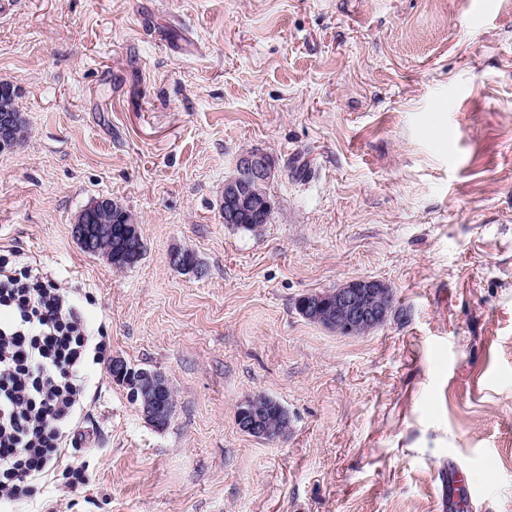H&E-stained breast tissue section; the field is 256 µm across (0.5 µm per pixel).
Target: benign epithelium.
<instances>
[{
	"label": "benign epithelium",
	"instance_id": "benign-epithelium-1",
	"mask_svg": "<svg viewBox=\"0 0 512 512\" xmlns=\"http://www.w3.org/2000/svg\"><path fill=\"white\" fill-rule=\"evenodd\" d=\"M14 122L11 111L5 109L0 112V152L10 150ZM274 169V159L264 152L252 150L239 155L234 173L224 181V223L240 224L246 218L257 219L272 210L273 204L268 198L246 190L245 186H258L270 181ZM72 233L89 239L101 234V227L90 224V213L83 211L75 218ZM381 287L383 284L378 280L351 281L336 289L329 301L317 296L313 314L334 324L340 333H353L360 328L382 324L387 320L389 311L386 297L372 300L365 292L367 288ZM117 366V383L125 387L133 398L141 399L144 412L149 417L156 421L166 420L173 407L165 374L157 370L129 368L121 359L117 360ZM263 402L265 399L253 397L241 403L237 410L238 425L257 439H280L284 430L268 422Z\"/></svg>",
	"mask_w": 512,
	"mask_h": 512
}]
</instances>
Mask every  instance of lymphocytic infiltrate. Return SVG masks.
I'll use <instances>...</instances> for the list:
<instances>
[{
    "instance_id": "obj_1",
    "label": "lymphocytic infiltrate",
    "mask_w": 512,
    "mask_h": 512,
    "mask_svg": "<svg viewBox=\"0 0 512 512\" xmlns=\"http://www.w3.org/2000/svg\"><path fill=\"white\" fill-rule=\"evenodd\" d=\"M63 289L20 257L0 260V506L37 493L35 482L62 472L80 450L77 421L90 365L108 362Z\"/></svg>"
}]
</instances>
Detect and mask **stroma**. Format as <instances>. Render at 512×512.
I'll list each match as a JSON object with an SVG mask.
<instances>
[{
	"label": "stroma",
	"instance_id": "obj_1",
	"mask_svg": "<svg viewBox=\"0 0 512 512\" xmlns=\"http://www.w3.org/2000/svg\"><path fill=\"white\" fill-rule=\"evenodd\" d=\"M17 0L0 81L27 136L0 153V250L105 336L79 428L86 485L11 512H512V0ZM275 161L268 224L225 223L239 154ZM136 218L118 269L72 234ZM194 253L187 273L174 251ZM355 279L398 310L360 336L296 298ZM163 372L156 428L113 359ZM264 395L269 442L237 409ZM107 204L106 200L98 199L94 203H92L87 209L83 210L78 216L75 218L72 226V233L74 236H81L82 238L90 239L92 235H100L101 234V226H94L95 224H90V213L91 211L86 212V210L94 209L95 206L98 205L104 206Z\"/></svg>",
	"mask_w": 512,
	"mask_h": 512
}]
</instances>
